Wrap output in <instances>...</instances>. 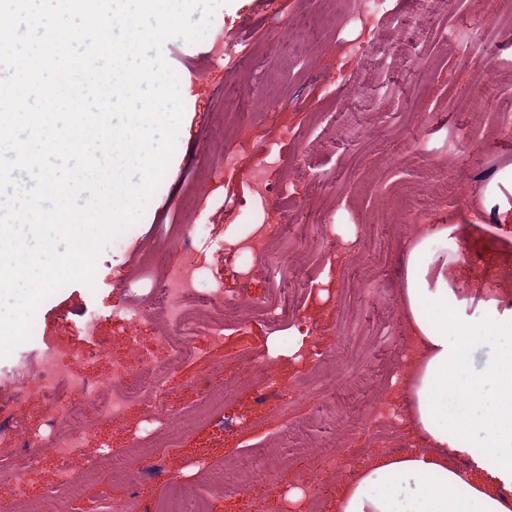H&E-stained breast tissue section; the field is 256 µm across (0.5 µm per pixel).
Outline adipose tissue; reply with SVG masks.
<instances>
[{"mask_svg":"<svg viewBox=\"0 0 512 512\" xmlns=\"http://www.w3.org/2000/svg\"><path fill=\"white\" fill-rule=\"evenodd\" d=\"M479 220L433 224L409 239L401 304L412 355L398 379L409 400L408 425L425 447L385 454L336 493V512H512V283L500 282L468 315L467 300L448 282L447 260L433 259L429 237L469 238ZM502 344L483 371H473L471 352L485 337ZM495 393L476 413L482 388ZM473 466L459 468L454 455Z\"/></svg>","mask_w":512,"mask_h":512,"instance_id":"1","label":"adipose tissue"}]
</instances>
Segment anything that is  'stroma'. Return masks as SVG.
I'll return each mask as SVG.
<instances>
[{
	"instance_id": "35a3bbf8",
	"label": "stroma",
	"mask_w": 512,
	"mask_h": 512,
	"mask_svg": "<svg viewBox=\"0 0 512 512\" xmlns=\"http://www.w3.org/2000/svg\"><path fill=\"white\" fill-rule=\"evenodd\" d=\"M510 12L512 0H387L376 16L354 14L349 0H228L203 40L165 42L184 103L171 162L141 218L99 256L93 285L74 282L47 297L30 339L0 358V404L29 431H46L43 403L25 398L16 377L47 345L96 353L77 372L108 378L111 364L98 350L105 343L125 352L129 334L113 309L144 299L184 245L203 269L201 292L218 279L227 300L274 293L296 314L225 318L223 348L171 365L169 425L149 421L139 399L123 425L93 423L90 443L71 459L88 475L68 512H154L181 483L208 512H305L288 495L320 457L332 459L324 473L332 484L337 472L362 470L393 444L418 443L403 424L383 436L364 425L410 347L401 286L403 245L414 231L397 218L426 201L452 131L468 127V143L447 168L449 178H465L466 194L436 207L431 221L458 224L474 212L487 229L469 242L429 239L428 250L447 257L459 297L494 287L496 258L478 268L466 251L472 242L497 247L499 229L512 222L501 210L512 190L485 193L512 166V136L490 133L496 112L512 107L504 93L512 23L502 20ZM292 25L307 33L302 49L279 38ZM355 42L364 50L353 55ZM475 95L486 102L477 114L466 106ZM255 170L286 187L294 208L257 195L247 180ZM256 224L278 261L241 252L239 240ZM339 224L354 225L353 240L338 239ZM92 314L96 337L87 342L76 327ZM301 323L307 349L275 357L277 382L266 388L248 358L266 356L270 337ZM229 467L252 469L247 492L224 487ZM58 468L50 451L35 465L0 443V478H23L30 496H63Z\"/></svg>"
}]
</instances>
